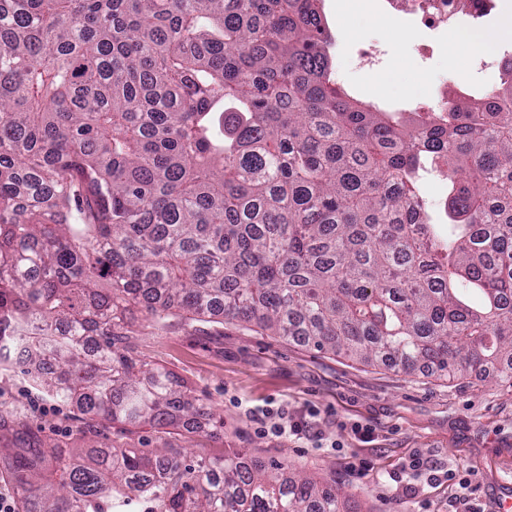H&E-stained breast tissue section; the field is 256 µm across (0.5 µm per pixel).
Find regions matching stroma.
<instances>
[{
  "instance_id": "stroma-1",
  "label": "stroma",
  "mask_w": 512,
  "mask_h": 512,
  "mask_svg": "<svg viewBox=\"0 0 512 512\" xmlns=\"http://www.w3.org/2000/svg\"><path fill=\"white\" fill-rule=\"evenodd\" d=\"M338 38L333 49L345 86L364 101L410 112L440 80L479 95L494 84L476 72L469 50L454 58L421 59L420 32L391 39L378 0H322ZM381 43L389 81L372 83V69L353 52L358 39ZM137 352L186 380L224 414V427L192 438L144 427L138 440L171 443L186 452L243 449L262 461H285L351 497L356 512H499L512 489V385L479 374L453 381L417 370L406 375L340 353L318 351L243 325L173 320L164 331L136 325ZM14 362L0 371V412L19 424L45 428L59 443H111V424L36 389ZM281 416L312 415L302 440L257 432Z\"/></svg>"
}]
</instances>
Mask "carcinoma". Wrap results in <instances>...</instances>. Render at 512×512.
Returning <instances> with one entry per match:
<instances>
[{
	"label": "carcinoma",
	"mask_w": 512,
	"mask_h": 512,
	"mask_svg": "<svg viewBox=\"0 0 512 512\" xmlns=\"http://www.w3.org/2000/svg\"><path fill=\"white\" fill-rule=\"evenodd\" d=\"M317 2L0 0V351L119 425L61 445L1 413L21 512H350L286 462L132 444L224 426L138 356L136 309L512 383V82L415 126L336 81Z\"/></svg>",
	"instance_id": "carcinoma-1"
}]
</instances>
